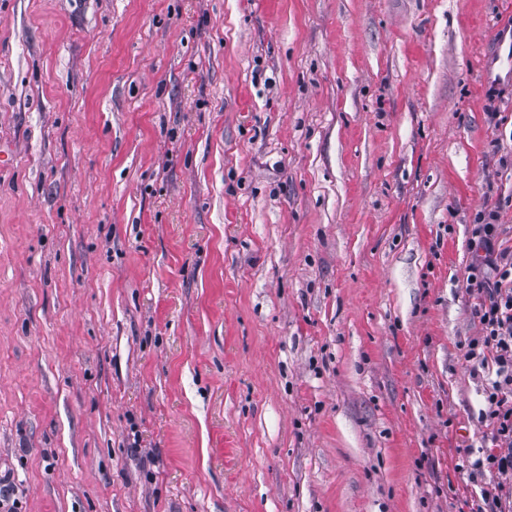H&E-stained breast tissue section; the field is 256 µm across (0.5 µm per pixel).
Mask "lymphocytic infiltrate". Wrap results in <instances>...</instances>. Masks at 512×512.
Listing matches in <instances>:
<instances>
[{"label": "lymphocytic infiltrate", "instance_id": "f902f5d3", "mask_svg": "<svg viewBox=\"0 0 512 512\" xmlns=\"http://www.w3.org/2000/svg\"><path fill=\"white\" fill-rule=\"evenodd\" d=\"M476 234L486 261L497 270V278L492 282L475 277L469 280L470 287L482 296L475 310L481 334L469 343L464 358L495 372L496 379L487 394L491 444L473 467L512 475V250H496L495 225H478Z\"/></svg>", "mask_w": 512, "mask_h": 512}]
</instances>
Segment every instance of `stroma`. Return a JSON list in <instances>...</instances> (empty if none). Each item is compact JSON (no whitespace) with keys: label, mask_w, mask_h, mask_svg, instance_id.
Wrapping results in <instances>:
<instances>
[{"label":"stroma","mask_w":512,"mask_h":512,"mask_svg":"<svg viewBox=\"0 0 512 512\" xmlns=\"http://www.w3.org/2000/svg\"><path fill=\"white\" fill-rule=\"evenodd\" d=\"M512 0H0L19 512H476L475 225ZM496 50H486L481 62L480 82L483 90L497 88L511 80L512 84V23L511 30H496Z\"/></svg>","instance_id":"obj_1"}]
</instances>
